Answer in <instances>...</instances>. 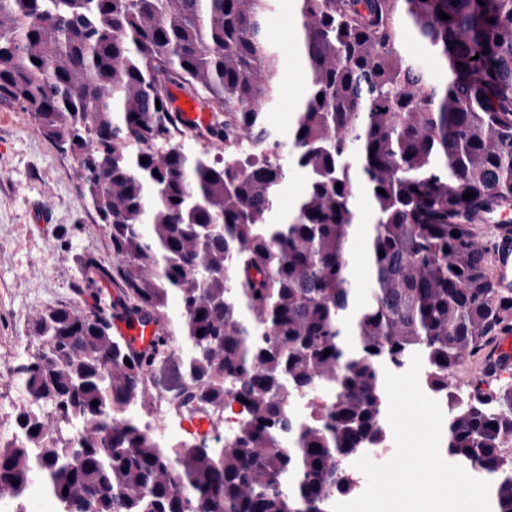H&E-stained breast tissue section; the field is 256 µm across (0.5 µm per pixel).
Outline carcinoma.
<instances>
[{
    "mask_svg": "<svg viewBox=\"0 0 512 512\" xmlns=\"http://www.w3.org/2000/svg\"><path fill=\"white\" fill-rule=\"evenodd\" d=\"M269 2L0 0V105L74 156L117 258L91 273L120 288L35 321L40 345L13 368L27 403L0 443L12 512L35 484L58 512H332L361 487L345 462L387 445L384 372L419 352L424 382L448 395L446 454L495 477V512H512V383L463 408L448 392V373L489 363L512 332V291L470 221L512 209V0H290L304 90L286 163L265 127L279 88ZM408 35L440 78L405 56ZM167 82L224 116L205 129L224 161L173 143ZM293 171L305 189L281 218ZM359 189L374 214L362 300ZM119 316L148 318L155 340L136 349L113 332ZM323 390L310 414L290 410ZM162 392L216 412L233 396L238 435L162 445L143 426ZM367 252L368 240L365 226H359V230L350 245L351 262L349 274L355 286L361 289L366 288L369 281L366 261Z\"/></svg>",
    "mask_w": 512,
    "mask_h": 512,
    "instance_id": "cac0c4a2",
    "label": "carcinoma"
}]
</instances>
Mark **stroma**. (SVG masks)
Returning a JSON list of instances; mask_svg holds the SVG:
<instances>
[{"label": "stroma", "instance_id": "stroma-1", "mask_svg": "<svg viewBox=\"0 0 512 512\" xmlns=\"http://www.w3.org/2000/svg\"><path fill=\"white\" fill-rule=\"evenodd\" d=\"M266 33L282 63L279 95L266 125L285 156L293 104L301 93L286 0L269 15ZM356 206L362 228L350 245L349 274L362 289L369 281L364 227L373 215L365 196H358ZM100 222L73 156L48 141L19 108L0 106V440L10 438L25 403L13 369L38 345L36 317L62 305L85 309L89 265L109 268L115 262Z\"/></svg>", "mask_w": 512, "mask_h": 512}]
</instances>
